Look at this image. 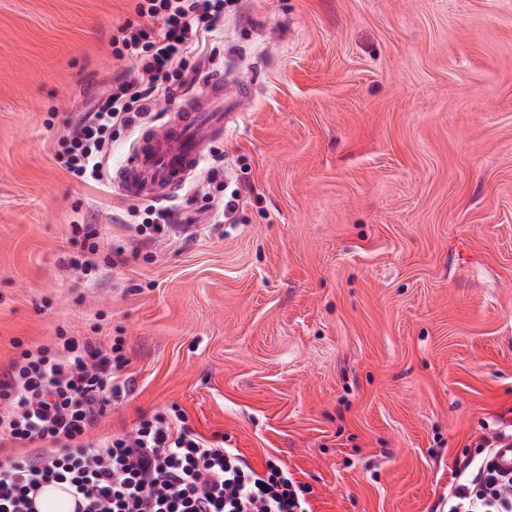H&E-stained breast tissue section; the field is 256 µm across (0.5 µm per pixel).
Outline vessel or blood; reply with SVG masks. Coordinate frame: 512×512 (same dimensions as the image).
<instances>
[{
	"instance_id": "vessel-or-blood-1",
	"label": "vessel or blood",
	"mask_w": 512,
	"mask_h": 512,
	"mask_svg": "<svg viewBox=\"0 0 512 512\" xmlns=\"http://www.w3.org/2000/svg\"><path fill=\"white\" fill-rule=\"evenodd\" d=\"M226 83L223 72L207 73L182 98L172 119L142 131L128 160L112 176L126 198L165 201L185 186L202 164L207 146L229 127L231 115L224 110Z\"/></svg>"
}]
</instances>
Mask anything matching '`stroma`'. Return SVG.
Wrapping results in <instances>:
<instances>
[{"mask_svg": "<svg viewBox=\"0 0 512 512\" xmlns=\"http://www.w3.org/2000/svg\"><path fill=\"white\" fill-rule=\"evenodd\" d=\"M136 18L0 0V375L119 339L91 438L179 415L285 465L312 512H442L512 423V0H241L186 82L250 94L173 201L193 225L150 242L62 143L135 75L112 38Z\"/></svg>", "mask_w": 512, "mask_h": 512, "instance_id": "1", "label": "stroma"}]
</instances>
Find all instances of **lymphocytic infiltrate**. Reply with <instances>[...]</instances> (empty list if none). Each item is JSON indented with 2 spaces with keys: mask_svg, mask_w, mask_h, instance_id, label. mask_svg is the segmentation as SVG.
<instances>
[{
  "mask_svg": "<svg viewBox=\"0 0 512 512\" xmlns=\"http://www.w3.org/2000/svg\"><path fill=\"white\" fill-rule=\"evenodd\" d=\"M235 0H137V21L112 39L117 58L139 66L113 84L94 111L67 130L66 169L77 180L108 182L111 131H135L157 94L183 85L193 55L203 53ZM121 343L101 349L62 337L55 354L25 350L0 382V439L28 455L0 463V512H30L45 486L68 485L81 512H311L305 484L281 465L255 470L237 449L210 441L185 421L142 419L129 432L95 441L87 435L113 395ZM499 431L483 439L481 461L464 465L448 512H512V479L486 465Z\"/></svg>",
  "mask_w": 512,
  "mask_h": 512,
  "instance_id": "lymphocytic-infiltrate-1",
  "label": "lymphocytic infiltrate"
}]
</instances>
